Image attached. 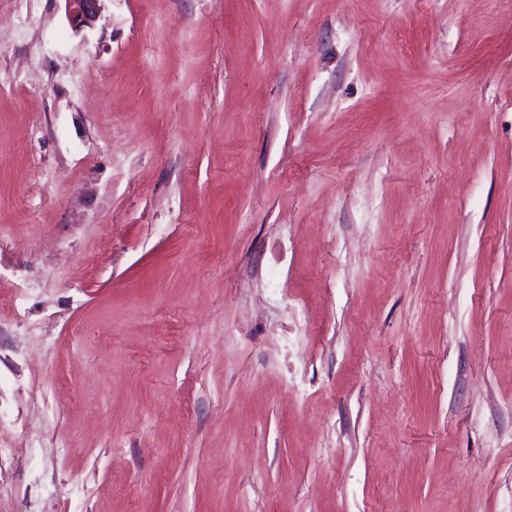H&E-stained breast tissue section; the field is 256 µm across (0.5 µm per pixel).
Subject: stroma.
<instances>
[{"label": "stroma", "mask_w": 512, "mask_h": 512, "mask_svg": "<svg viewBox=\"0 0 512 512\" xmlns=\"http://www.w3.org/2000/svg\"><path fill=\"white\" fill-rule=\"evenodd\" d=\"M0 0V512H512V0ZM66 3V15L75 28L91 26L99 13L101 0H63Z\"/></svg>", "instance_id": "obj_1"}]
</instances>
